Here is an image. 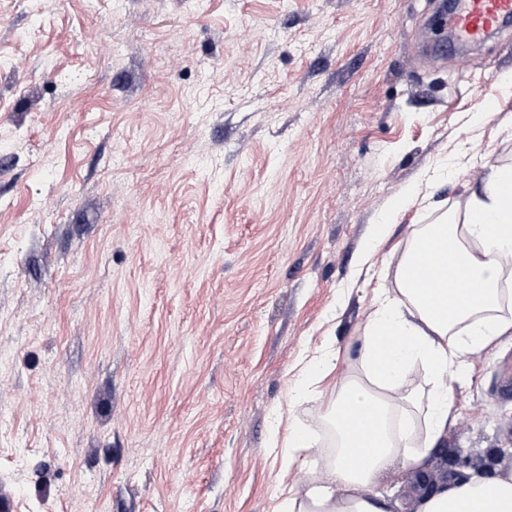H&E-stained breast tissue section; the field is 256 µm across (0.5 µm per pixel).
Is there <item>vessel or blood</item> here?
<instances>
[{"label":"vessel or blood","instance_id":"b4317fda","mask_svg":"<svg viewBox=\"0 0 512 512\" xmlns=\"http://www.w3.org/2000/svg\"><path fill=\"white\" fill-rule=\"evenodd\" d=\"M451 23L457 42L482 41L512 23V0H457Z\"/></svg>","mask_w":512,"mask_h":512}]
</instances>
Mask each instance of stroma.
<instances>
[{
    "mask_svg": "<svg viewBox=\"0 0 512 512\" xmlns=\"http://www.w3.org/2000/svg\"><path fill=\"white\" fill-rule=\"evenodd\" d=\"M439 0H0V512H275L294 411L330 467L376 276L512 165V40ZM387 239L359 270L368 229ZM512 336L468 355L430 476L512 472ZM336 370V350L321 347L306 363L300 365L292 378V398L288 407L285 425L284 415H278V423L273 430L270 448H280L282 470L296 468L304 471L310 467L312 458L318 452L308 433L291 422L295 407L311 392L316 382L327 378Z\"/></svg>",
    "mask_w": 512,
    "mask_h": 512,
    "instance_id": "obj_1",
    "label": "stroma"
}]
</instances>
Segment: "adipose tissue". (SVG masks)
Masks as SVG:
<instances>
[{
    "label": "adipose tissue",
    "mask_w": 512,
    "mask_h": 512,
    "mask_svg": "<svg viewBox=\"0 0 512 512\" xmlns=\"http://www.w3.org/2000/svg\"><path fill=\"white\" fill-rule=\"evenodd\" d=\"M433 223L419 227L393 261L394 287L375 291L358 357L363 376L346 378L326 413L336 434L331 467L303 490H289L277 512H393L379 490L395 465L417 476L416 512H512V473L475 477L447 487L428 482L429 451L448 430L452 385L467 372L466 357L512 333L505 308V276L512 275V167H494L472 193L463 218L447 201L429 203ZM449 253L455 280L418 293L410 272L421 256ZM420 366L421 381L411 377ZM336 369L335 350L323 347L292 378V404ZM423 448L412 447L416 428ZM272 447L282 468L306 470L317 450L293 422L276 425Z\"/></svg>",
    "instance_id": "adipose-tissue-1"
}]
</instances>
